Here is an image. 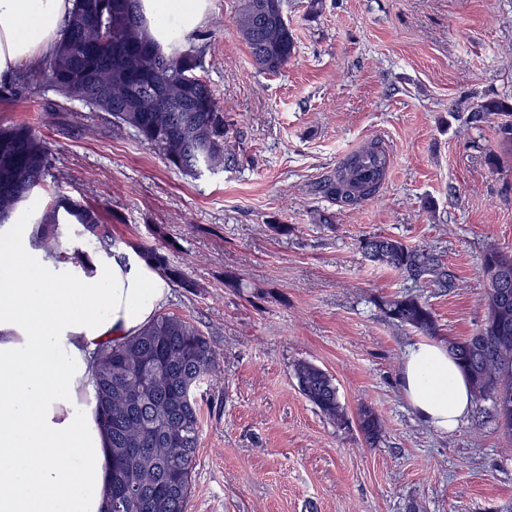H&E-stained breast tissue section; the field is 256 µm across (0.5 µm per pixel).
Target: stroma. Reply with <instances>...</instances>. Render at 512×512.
Wrapping results in <instances>:
<instances>
[{
    "mask_svg": "<svg viewBox=\"0 0 512 512\" xmlns=\"http://www.w3.org/2000/svg\"><path fill=\"white\" fill-rule=\"evenodd\" d=\"M234 5L208 0L190 44L238 165L195 179L117 134L108 113L89 136L45 112L47 86L0 96V122L49 143L54 190L97 207L117 248L163 246L192 282L172 285L163 310L212 338L221 372L197 392L189 512H512V443L490 401L454 432L425 424L399 381L420 335L381 309L413 292L446 339L485 315L480 256L512 250V149L496 121L468 116L489 98L512 103V0H322L315 12L284 0L296 53L277 75L254 65ZM373 142L390 155L375 197L344 205L319 193ZM373 234L444 255L457 288L373 265L358 249ZM302 360L334 376L348 424L300 393ZM363 403L386 431L375 448L354 421Z\"/></svg>",
    "mask_w": 512,
    "mask_h": 512,
    "instance_id": "1",
    "label": "stroma"
}]
</instances>
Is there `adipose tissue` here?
<instances>
[{
	"label": "adipose tissue",
	"instance_id": "adipose-tissue-1",
	"mask_svg": "<svg viewBox=\"0 0 512 512\" xmlns=\"http://www.w3.org/2000/svg\"><path fill=\"white\" fill-rule=\"evenodd\" d=\"M154 37L193 32L206 0H141ZM72 0H0V83L50 55ZM32 215L0 226V512H104L111 496L108 438L92 398L98 346L137 334L170 296L149 261L122 251L65 252L33 244ZM402 390L438 431L473 407L470 384L444 346L406 351Z\"/></svg>",
	"mask_w": 512,
	"mask_h": 512
}]
</instances>
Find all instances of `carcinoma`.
Wrapping results in <instances>:
<instances>
[{
  "instance_id": "1",
  "label": "carcinoma",
  "mask_w": 512,
  "mask_h": 512,
  "mask_svg": "<svg viewBox=\"0 0 512 512\" xmlns=\"http://www.w3.org/2000/svg\"><path fill=\"white\" fill-rule=\"evenodd\" d=\"M277 5L272 18L250 28L242 23L260 4ZM111 0H73L62 38L28 83L45 82L66 102L90 112H107L113 128L150 143L170 165L193 176L238 163L228 149L230 124L215 91L201 78V53L186 46L189 36L176 31L161 44L143 25L140 0L128 19L112 12ZM284 0H237L234 23L260 70L277 74L295 54L291 28L283 21ZM107 99H97V89ZM497 117L500 142L512 146V104L489 99L469 116L472 123ZM386 151L377 143L344 161L320 191L331 200L358 203L379 188ZM51 149L24 122L0 123V225L37 190H45ZM37 225L35 245L49 252L63 249L74 263L84 251L65 244L73 231L83 243L112 254V226L92 206L52 194ZM72 229H66V225ZM362 255L408 280L424 281L441 291L457 287L456 276L442 256L425 246L384 235L359 241ZM166 277L183 288L196 284L171 264L162 248L137 247ZM486 278L485 316L468 335L448 339V354L468 378L476 400L492 402L499 427L512 437V407L503 412L497 392L512 395V251L488 247L481 256ZM392 323L437 338L440 328L430 306L417 295L402 293L382 301ZM219 358L213 341L186 318L161 313L134 336L102 344L94 357L91 382L95 412L107 434L114 464L112 512H188L201 437L199 385L214 376ZM305 399L326 418L342 426L345 407L333 376L300 362L295 367ZM358 430L370 447L384 440L375 409L358 408Z\"/></svg>"
}]
</instances>
